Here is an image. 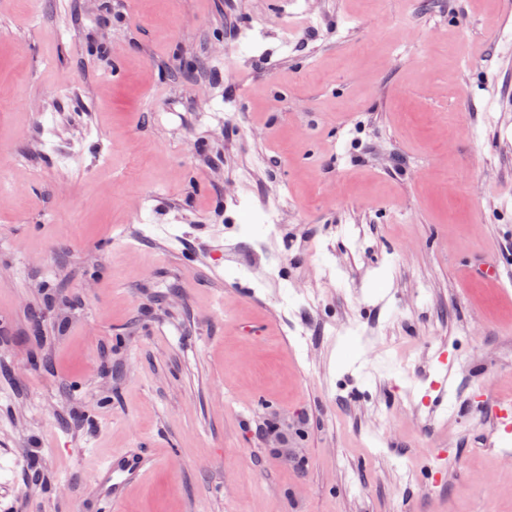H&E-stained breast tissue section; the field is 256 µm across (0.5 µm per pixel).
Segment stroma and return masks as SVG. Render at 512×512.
I'll use <instances>...</instances> for the list:
<instances>
[{"instance_id": "obj_1", "label": "stroma", "mask_w": 512, "mask_h": 512, "mask_svg": "<svg viewBox=\"0 0 512 512\" xmlns=\"http://www.w3.org/2000/svg\"><path fill=\"white\" fill-rule=\"evenodd\" d=\"M509 29L504 0H0V504L81 512L145 448L119 512H512ZM266 443L269 448H276L278 455L285 463L295 464L300 461V448H290L288 436L285 432H269L266 435ZM151 463V457L139 450L112 454L96 470L91 498L105 502L109 512L116 511L128 486L137 481Z\"/></svg>"}]
</instances>
